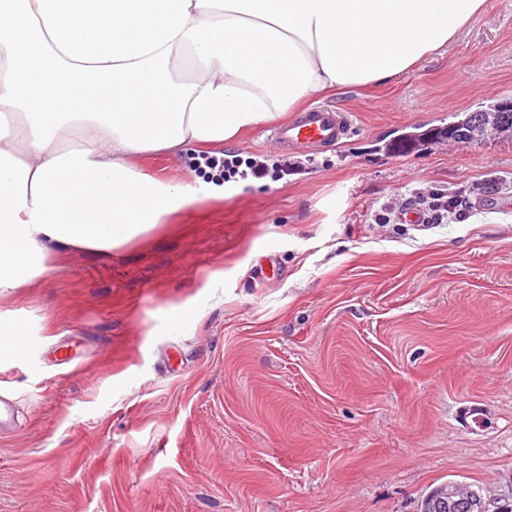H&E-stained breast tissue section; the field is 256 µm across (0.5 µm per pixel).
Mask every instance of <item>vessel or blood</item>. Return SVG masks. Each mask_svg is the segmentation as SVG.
Masks as SVG:
<instances>
[{"label": "vessel or blood", "mask_w": 512, "mask_h": 512, "mask_svg": "<svg viewBox=\"0 0 512 512\" xmlns=\"http://www.w3.org/2000/svg\"><path fill=\"white\" fill-rule=\"evenodd\" d=\"M352 128L350 112L318 107L297 113L289 122L271 128L269 138L275 147L284 152L311 153L321 147L339 144Z\"/></svg>", "instance_id": "b4317fda"}]
</instances>
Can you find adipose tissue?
Wrapping results in <instances>:
<instances>
[{"label": "adipose tissue", "instance_id": "obj_1", "mask_svg": "<svg viewBox=\"0 0 512 512\" xmlns=\"http://www.w3.org/2000/svg\"><path fill=\"white\" fill-rule=\"evenodd\" d=\"M486 0H0V288L115 251L203 197L136 170L379 88Z\"/></svg>", "mask_w": 512, "mask_h": 512}]
</instances>
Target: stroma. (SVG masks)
Listing matches in <instances>:
<instances>
[{
    "instance_id": "obj_1",
    "label": "stroma",
    "mask_w": 512,
    "mask_h": 512,
    "mask_svg": "<svg viewBox=\"0 0 512 512\" xmlns=\"http://www.w3.org/2000/svg\"><path fill=\"white\" fill-rule=\"evenodd\" d=\"M506 100L512 0H487L391 87L328 98L354 115L337 148L285 167L261 127L217 148L231 171L138 159L228 190L0 290L23 331L0 352V512H417L442 481L511 479L512 139L385 149ZM416 188L469 218L377 224Z\"/></svg>"
}]
</instances>
